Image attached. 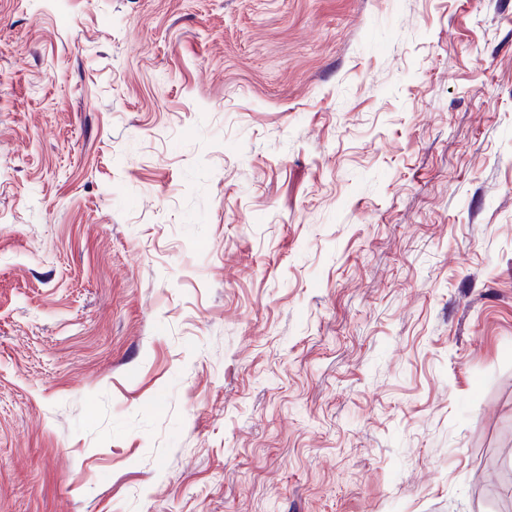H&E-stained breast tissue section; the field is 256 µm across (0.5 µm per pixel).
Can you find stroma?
<instances>
[{"mask_svg":"<svg viewBox=\"0 0 512 512\" xmlns=\"http://www.w3.org/2000/svg\"><path fill=\"white\" fill-rule=\"evenodd\" d=\"M512 0H0V512H505Z\"/></svg>","mask_w":512,"mask_h":512,"instance_id":"1","label":"stroma"}]
</instances>
